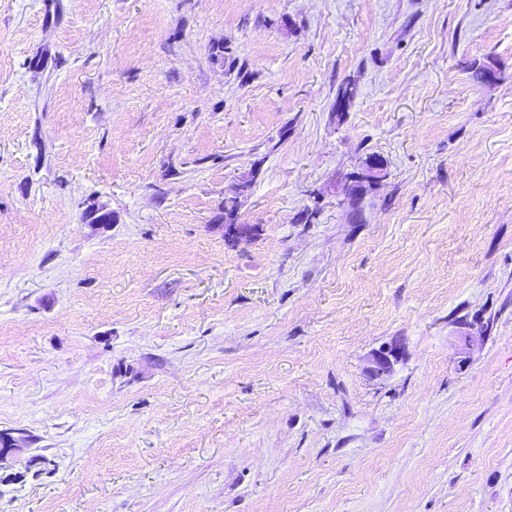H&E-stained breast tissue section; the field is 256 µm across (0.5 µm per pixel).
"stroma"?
Here are the masks:
<instances>
[{"label": "stroma", "instance_id": "obj_1", "mask_svg": "<svg viewBox=\"0 0 512 512\" xmlns=\"http://www.w3.org/2000/svg\"><path fill=\"white\" fill-rule=\"evenodd\" d=\"M0 432V512H512V0H0ZM401 357V349L397 344H389L372 352L369 360L368 373L373 378H382L390 374L394 365Z\"/></svg>", "mask_w": 512, "mask_h": 512}]
</instances>
